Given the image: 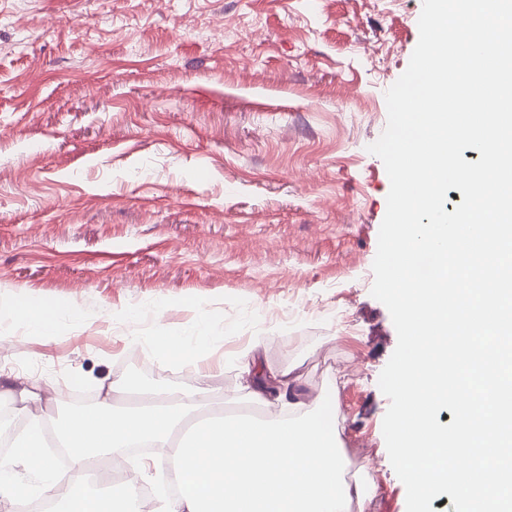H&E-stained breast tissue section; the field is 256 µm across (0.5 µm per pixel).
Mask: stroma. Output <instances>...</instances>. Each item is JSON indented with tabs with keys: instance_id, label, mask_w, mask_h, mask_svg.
Masks as SVG:
<instances>
[{
	"instance_id": "35a3bbf8",
	"label": "stroma",
	"mask_w": 512,
	"mask_h": 512,
	"mask_svg": "<svg viewBox=\"0 0 512 512\" xmlns=\"http://www.w3.org/2000/svg\"><path fill=\"white\" fill-rule=\"evenodd\" d=\"M422 0H0V316L16 431L138 377H193L129 341L204 331L217 403L302 362L336 402L366 512H406L378 385L397 344L371 295L390 181L368 150L419 40ZM28 387L35 403L11 392ZM10 426L0 424V437ZM9 312L23 316L40 336H54L56 326V312L54 309L32 306L26 302H16L9 308Z\"/></svg>"
}]
</instances>
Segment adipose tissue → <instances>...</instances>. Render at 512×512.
Segmentation results:
<instances>
[{
	"label": "adipose tissue",
	"mask_w": 512,
	"mask_h": 512,
	"mask_svg": "<svg viewBox=\"0 0 512 512\" xmlns=\"http://www.w3.org/2000/svg\"><path fill=\"white\" fill-rule=\"evenodd\" d=\"M148 343L161 361L192 366L194 386L174 402L121 410L115 405L118 398L142 390L138 382L123 379L95 404L54 419L55 438L73 465L64 484L44 451L42 424L33 421L16 439L14 455L44 478L35 485L19 483L0 466V497L59 500L65 512H140L138 473L129 475L117 496L90 489L87 465L143 442L171 461L178 487L176 494L160 496L151 512H349L352 502L367 497L364 483L341 480L336 411L321 402L306 409L299 365L288 366L271 381L255 382L250 392L261 401L277 389L279 399L288 402L287 415L230 417L213 404L211 374L201 366L211 355L208 336L159 330Z\"/></svg>",
	"instance_id": "ef3b65f1"
}]
</instances>
